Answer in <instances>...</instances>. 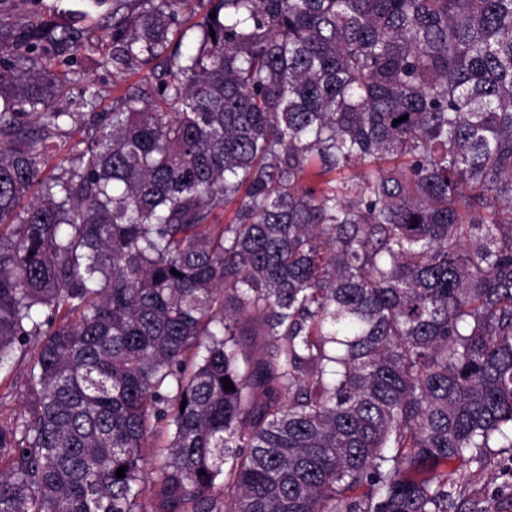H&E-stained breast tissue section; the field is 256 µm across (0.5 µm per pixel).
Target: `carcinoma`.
Listing matches in <instances>:
<instances>
[{"label": "carcinoma", "mask_w": 512, "mask_h": 512, "mask_svg": "<svg viewBox=\"0 0 512 512\" xmlns=\"http://www.w3.org/2000/svg\"><path fill=\"white\" fill-rule=\"evenodd\" d=\"M89 2L0 12V512H458L512 449V0ZM94 54L154 97L58 108ZM13 3V19L24 22L36 12L45 13L47 17H54L56 10L86 9L85 0H42L33 3L25 0H15ZM243 336H238L240 344L244 349L259 352L262 351L269 341V336H264L259 325L252 322L242 323ZM26 370L23 363L0 371V417L18 414L24 405V380Z\"/></svg>", "instance_id": "carcinoma-1"}]
</instances>
